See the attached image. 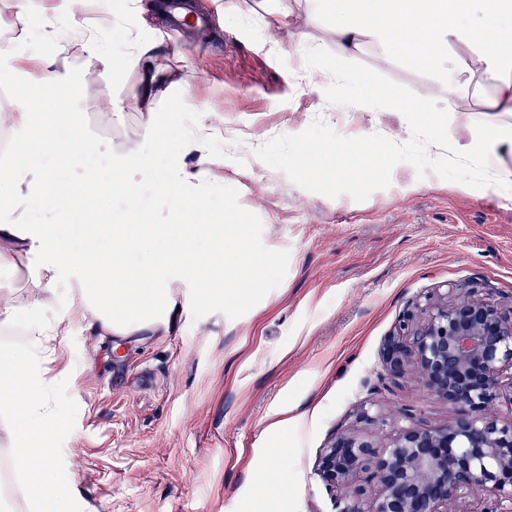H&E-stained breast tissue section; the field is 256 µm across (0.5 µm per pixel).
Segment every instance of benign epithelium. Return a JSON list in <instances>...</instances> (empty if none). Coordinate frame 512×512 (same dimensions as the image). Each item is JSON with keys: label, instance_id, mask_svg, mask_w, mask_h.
<instances>
[{"label": "benign epithelium", "instance_id": "7a95c632", "mask_svg": "<svg viewBox=\"0 0 512 512\" xmlns=\"http://www.w3.org/2000/svg\"><path fill=\"white\" fill-rule=\"evenodd\" d=\"M383 366L416 375L430 397L459 412L444 427L416 429L361 406L359 421L393 434L381 448L360 431L333 438L317 474L345 490L336 512H455L467 495L480 498V512H512V418L490 414L500 400L512 406V313L475 288L427 295L399 319ZM363 474L376 485L370 496L356 485Z\"/></svg>", "mask_w": 512, "mask_h": 512}]
</instances>
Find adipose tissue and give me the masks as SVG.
<instances>
[{"mask_svg": "<svg viewBox=\"0 0 512 512\" xmlns=\"http://www.w3.org/2000/svg\"><path fill=\"white\" fill-rule=\"evenodd\" d=\"M344 18L333 30L336 54L349 63L366 42L380 50L375 61L384 65L390 48H397L409 61L426 66L434 77V89L415 98L409 110L425 122L440 116L449 121L482 115L474 127L469 149L506 169L512 158V0H336ZM481 12L483 22L473 26L466 18ZM34 75L25 88V109L10 112L6 121L28 129L30 135L18 146V156L0 167L8 178L20 164L40 152L47 132L58 131L59 153L66 166L85 162L90 142L77 118H61L37 112V105L50 96H62L69 85L41 59L32 61ZM469 75L467 84L448 79L449 66ZM160 131L155 112L143 117L140 143L128 150L111 168L108 178L93 177V193L102 198L116 193L136 199L141 192L139 174L150 168L154 143ZM165 192L177 213L175 230L185 240L205 241L212 252L235 238L236 224L198 223L194 217L206 207L204 199L187 196L177 173H168ZM91 238L107 241L106 251H85L61 235L53 224L26 225L0 220V268L12 267L19 252L41 255L30 277L32 289L26 297L0 290V325L26 323L29 334L23 344L0 348V416L25 422L32 430L57 429L59 415L47 396L43 339L59 333L63 318L45 319L44 296L57 294L60 284L74 271H81L85 286L71 298L72 306L91 312L87 327L95 335L152 336L167 333L175 318L172 287L193 281L202 301H209L224 281L223 265L209 255L189 257L173 252L146 276L130 274L124 257L147 248L165 237L162 224H114L101 221L88 225Z\"/></svg>", "mask_w": 512, "mask_h": 512, "instance_id": "obj_1", "label": "adipose tissue"}]
</instances>
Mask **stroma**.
I'll return each mask as SVG.
<instances>
[{"instance_id": "35a3bbf8", "label": "stroma", "mask_w": 512, "mask_h": 512, "mask_svg": "<svg viewBox=\"0 0 512 512\" xmlns=\"http://www.w3.org/2000/svg\"><path fill=\"white\" fill-rule=\"evenodd\" d=\"M12 2L0 0L8 109L21 104L31 80L21 57L41 53L60 75L82 68L83 112L93 100L111 99L100 115L112 130L108 143L120 153L134 148L142 133L132 97L136 69L120 66L104 81L95 54L83 47L23 41L24 29L40 28L48 11L66 31L67 6L31 0L19 17ZM154 2L93 0L83 19L116 50L132 39L151 47L191 110L221 107L209 124L206 173L188 148L180 171L194 185L235 187L240 206L262 223L263 244L288 251V271L233 320L219 312L193 318L189 287L174 289L170 331L137 341L91 335L66 298L47 296L52 312L66 318L64 332L46 343L61 423L16 441L0 419L14 512H29L36 483L59 512H336L340 493L319 478L316 461L335 435L356 427L361 404L414 428L455 418L456 406L385 372L383 344L411 304L438 288H476L486 302L512 309V197L491 186L462 190L432 173L421 178L407 163L362 202L307 191L255 149L301 133L318 117L343 137L378 133L403 143L411 135L397 110L367 114L327 103L332 77L305 67L304 51L334 50L335 11L293 0L288 26L271 34L265 8L230 20L211 0H198L207 31L176 36L161 28ZM289 407L298 421L273 435ZM35 448L51 449V470L37 469Z\"/></svg>"}]
</instances>
